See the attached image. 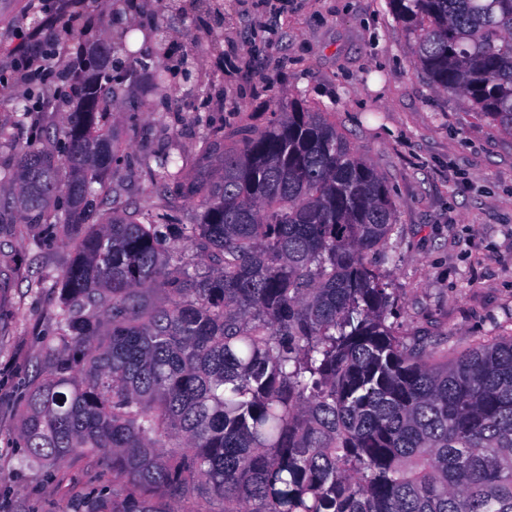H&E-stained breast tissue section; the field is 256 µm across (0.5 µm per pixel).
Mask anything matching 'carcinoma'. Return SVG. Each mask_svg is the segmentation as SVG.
I'll use <instances>...</instances> for the list:
<instances>
[{"instance_id":"1","label":"carcinoma","mask_w":512,"mask_h":512,"mask_svg":"<svg viewBox=\"0 0 512 512\" xmlns=\"http://www.w3.org/2000/svg\"><path fill=\"white\" fill-rule=\"evenodd\" d=\"M389 6L434 87L512 133V0ZM116 52L91 48L102 69ZM62 95L77 106L55 151L28 143L16 159L24 222L49 240L62 227L73 250L55 283L63 349L19 440L43 463L101 459L122 494L76 512H512V336L450 360L395 334L369 255L396 205L328 113L290 103L230 150L206 137L194 171L156 156V191L199 205L184 224L112 185V88L93 74L38 87ZM181 245L204 266L175 260Z\"/></svg>"}]
</instances>
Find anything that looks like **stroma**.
<instances>
[{
    "label": "stroma",
    "mask_w": 512,
    "mask_h": 512,
    "mask_svg": "<svg viewBox=\"0 0 512 512\" xmlns=\"http://www.w3.org/2000/svg\"><path fill=\"white\" fill-rule=\"evenodd\" d=\"M29 0H0V512H73L103 485L98 459L74 452L45 465L19 444L23 397L58 346L54 281L72 260L15 205L16 151L63 127L71 102L18 124L27 86L11 81L12 30L32 24ZM164 35L153 31L158 0H136L122 27L103 25L111 0H84L82 41L104 45L136 30L131 77L114 81L112 128L124 163L113 182L128 201L159 204L147 174L160 152L195 165L201 138L223 129L260 131L289 102L329 112L377 168L397 206L390 255L378 259L396 292L398 334L433 336L449 353L512 335V133L476 118L460 98L422 75L414 42L388 0H212ZM198 38L192 78L180 60ZM168 72L156 87L155 70ZM172 105H164L165 96Z\"/></svg>",
    "instance_id": "35a3bbf8"
}]
</instances>
